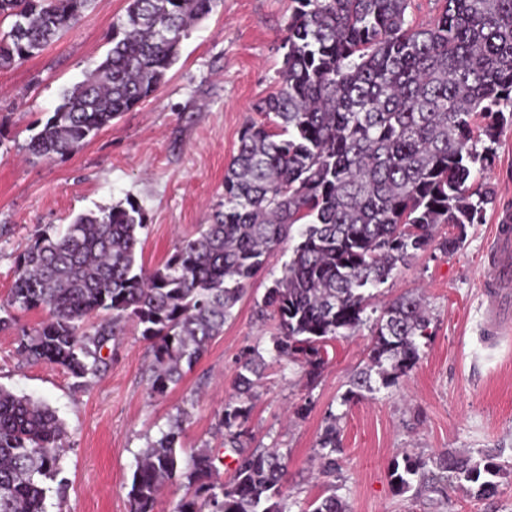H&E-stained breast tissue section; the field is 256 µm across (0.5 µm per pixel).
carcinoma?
<instances>
[{
    "mask_svg": "<svg viewBox=\"0 0 512 512\" xmlns=\"http://www.w3.org/2000/svg\"><path fill=\"white\" fill-rule=\"evenodd\" d=\"M93 2L0 0V16L12 19L0 33V68L40 54ZM440 2L434 23L420 27L406 18L410 0H292L281 86L252 106L262 120L240 131L224 173V204L161 266L138 262L146 215L131 200L80 215L54 238L38 235L18 256L7 306L46 313L39 327L22 331L18 355L85 380L130 322L151 343L148 391L156 396L198 362L246 284L300 225L281 277L256 304L258 318L276 322L271 347L240 351L235 393L218 416L232 477L219 479L224 457L208 443L182 448V410L138 454L130 512H157L162 488L174 482L188 493L173 512H292L285 455L242 442L264 354L313 382L328 362L327 343L370 325L368 363L351 375L345 404L397 386L416 368L421 340L430 338L420 298L403 295L373 319L370 289L427 251L438 225L454 229L438 242L453 253L466 227L483 223L495 194L481 179L499 127L512 116V0ZM214 3L129 0L125 19L112 24L106 57L64 90L28 151L67 157L135 108L164 81ZM478 119L488 141L480 149ZM94 315L101 321L86 325ZM64 436L48 403L0 386V512H47L45 480L61 470ZM341 452L330 413L315 449L321 475L336 476ZM498 458L406 452L389 476L398 494L456 483L490 499L508 475ZM298 512L349 506L330 482L327 495Z\"/></svg>",
    "mask_w": 512,
    "mask_h": 512,
    "instance_id": "1",
    "label": "carcinoma"
}]
</instances>
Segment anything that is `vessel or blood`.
Wrapping results in <instances>:
<instances>
[{"label": "vessel or blood", "mask_w": 512, "mask_h": 512, "mask_svg": "<svg viewBox=\"0 0 512 512\" xmlns=\"http://www.w3.org/2000/svg\"><path fill=\"white\" fill-rule=\"evenodd\" d=\"M492 273L482 284L488 310L483 332L496 337L512 329V212L498 211L489 252Z\"/></svg>", "instance_id": "vessel-or-blood-1"}]
</instances>
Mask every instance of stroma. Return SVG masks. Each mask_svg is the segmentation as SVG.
Here are the masks:
<instances>
[{
    "label": "stroma",
    "mask_w": 512,
    "mask_h": 512,
    "mask_svg": "<svg viewBox=\"0 0 512 512\" xmlns=\"http://www.w3.org/2000/svg\"><path fill=\"white\" fill-rule=\"evenodd\" d=\"M128 0H95L76 25L39 55L0 70V303L6 302L15 262L31 239L55 234L80 214L107 211L132 199L146 213L141 260L162 264L177 241L194 236L224 201V170L239 132L259 98L280 86V47L291 0H216L210 15L183 40L177 62L144 102L102 129L76 153L55 161L26 149L61 102L64 89L93 71L111 46L112 26ZM485 180L498 205L512 204V122L499 131ZM469 226L462 247H431L375 289V306L419 293L431 318L422 358L396 387L350 404L342 396L365 362L369 330L332 341L315 384L300 370L267 360L250 419V448L287 453L285 485L297 501L322 494L314 448L335 413L342 440L339 493L350 512H512V476L498 495L480 500L448 484L439 491L397 494L392 460L403 453L443 451L479 455L500 450L512 464V334L483 336L486 309L480 286L494 211ZM291 245L272 254L251 280L199 361L165 395L148 391L151 345L133 327L102 350L105 366L82 386L60 367L25 362L17 338L45 320L17 311L14 329L0 331V385L53 407L66 429L60 472L48 478L47 512H130L128 490L136 456L147 440L186 410L183 445L218 448L217 416L233 391L235 360L246 346L269 347L274 321H260L256 303L280 277ZM308 404L306 417L295 414Z\"/></svg>",
    "instance_id": "stroma-1"
}]
</instances>
